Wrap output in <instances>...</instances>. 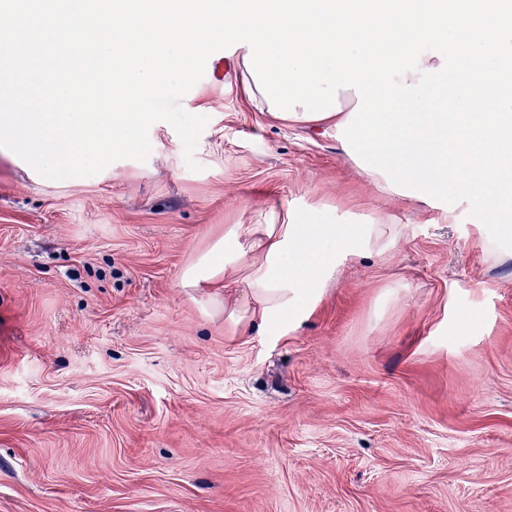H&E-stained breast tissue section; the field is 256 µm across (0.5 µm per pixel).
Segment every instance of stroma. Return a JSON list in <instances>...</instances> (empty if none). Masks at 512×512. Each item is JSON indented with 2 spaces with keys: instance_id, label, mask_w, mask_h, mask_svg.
I'll use <instances>...</instances> for the list:
<instances>
[{
  "instance_id": "35a3bbf8",
  "label": "stroma",
  "mask_w": 512,
  "mask_h": 512,
  "mask_svg": "<svg viewBox=\"0 0 512 512\" xmlns=\"http://www.w3.org/2000/svg\"><path fill=\"white\" fill-rule=\"evenodd\" d=\"M223 49L146 161L0 147V512H512V255L258 111ZM396 224L297 321L241 331L187 267L234 224Z\"/></svg>"
}]
</instances>
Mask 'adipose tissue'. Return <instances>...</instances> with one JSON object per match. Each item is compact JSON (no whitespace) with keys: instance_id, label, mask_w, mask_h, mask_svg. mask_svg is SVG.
<instances>
[{"instance_id":"1","label":"adipose tissue","mask_w":512,"mask_h":512,"mask_svg":"<svg viewBox=\"0 0 512 512\" xmlns=\"http://www.w3.org/2000/svg\"><path fill=\"white\" fill-rule=\"evenodd\" d=\"M111 38L89 50L121 63L100 127L151 121L132 100L167 83L196 32L244 36L237 62L259 111L335 137L370 179L403 198L462 205L491 227L492 253L512 241V0H105L72 16ZM459 77L456 93L442 92ZM383 224H234L184 274L224 288L242 329L292 317L345 260L372 251Z\"/></svg>"}]
</instances>
